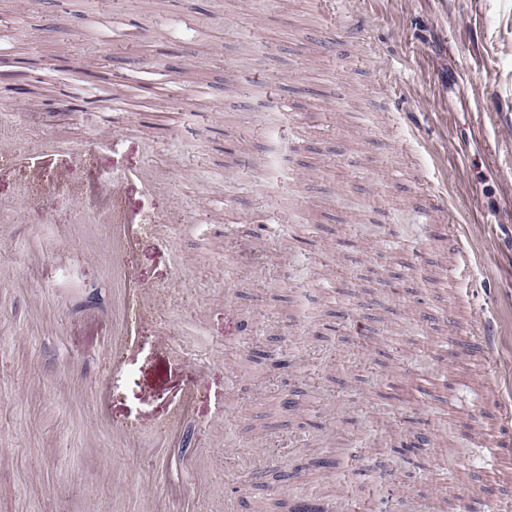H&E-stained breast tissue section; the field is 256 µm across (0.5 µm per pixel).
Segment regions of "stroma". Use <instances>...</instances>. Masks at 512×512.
I'll list each match as a JSON object with an SVG mask.
<instances>
[{"mask_svg": "<svg viewBox=\"0 0 512 512\" xmlns=\"http://www.w3.org/2000/svg\"><path fill=\"white\" fill-rule=\"evenodd\" d=\"M352 6L359 41L330 0H0V123L26 131L0 167V512L512 502V454L474 446L512 403V0ZM116 124L168 233L118 348L112 169L81 149ZM48 140L76 151L43 179ZM229 281L251 336L224 333ZM483 321L475 375L445 346Z\"/></svg>", "mask_w": 512, "mask_h": 512, "instance_id": "obj_1", "label": "stroma"}]
</instances>
